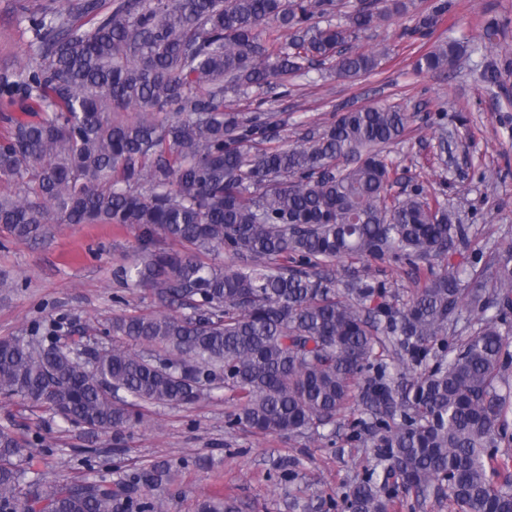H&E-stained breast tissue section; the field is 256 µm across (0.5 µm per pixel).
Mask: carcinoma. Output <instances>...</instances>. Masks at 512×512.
<instances>
[{"label":"carcinoma","mask_w":512,"mask_h":512,"mask_svg":"<svg viewBox=\"0 0 512 512\" xmlns=\"http://www.w3.org/2000/svg\"><path fill=\"white\" fill-rule=\"evenodd\" d=\"M377 3L322 27L340 0H12L29 40L23 63L0 65V181L14 187L0 227L27 242L54 224L133 225L140 254L118 276L190 313L113 318L108 333L145 350L115 344L88 365L56 324L1 338V398L121 436L145 404L224 387L231 424L281 438L318 435L358 400L373 464L345 512H393L412 494L512 512V454L496 451L512 442V253L465 274L443 265L470 227L434 190L393 191L384 148L408 121L395 106L347 110L289 148L270 145L274 113L224 111L226 91L286 86L315 63L348 80L376 71L388 51L354 43L404 8ZM464 52L446 42L417 65L445 75ZM386 260L414 277L401 307L356 267ZM450 332L453 349L436 352ZM27 447L0 427V512L164 509L141 500L163 469L28 481Z\"/></svg>","instance_id":"cac0c4a2"}]
</instances>
